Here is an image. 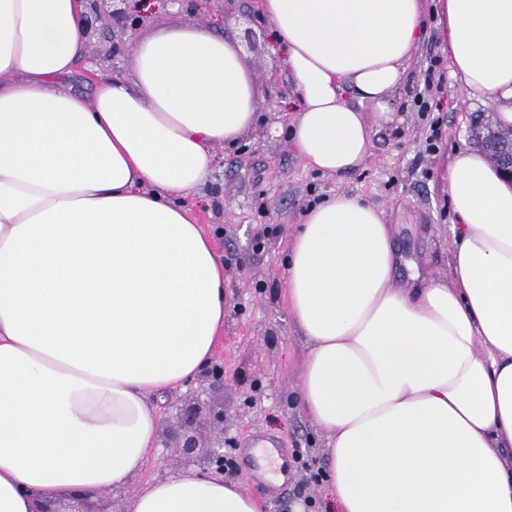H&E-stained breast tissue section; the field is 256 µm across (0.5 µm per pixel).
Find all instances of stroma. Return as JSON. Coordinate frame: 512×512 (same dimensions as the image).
I'll return each instance as SVG.
<instances>
[{"mask_svg":"<svg viewBox=\"0 0 512 512\" xmlns=\"http://www.w3.org/2000/svg\"><path fill=\"white\" fill-rule=\"evenodd\" d=\"M244 22H225L222 11L200 13L184 7L153 10L143 32L160 29L223 31L241 38ZM255 91L256 121L240 138L246 151L215 145L213 172L202 192L201 224L224 255L230 306L224 323V384L196 381L193 389L167 392L161 406L160 446L151 454L143 480L198 473L199 454L177 446L179 410L192 391L224 414V432L207 429L205 442L223 437L224 477L265 497L268 512H325L322 470L326 441L298 410L303 341L287 317L281 295L286 286L285 255L304 208L336 193L359 195L384 213L396 230L399 248L426 276L449 278V227L453 213L442 186L460 143L475 144V117L492 121L493 108L450 74L436 22L411 60L406 79L394 92L400 107L378 127L364 163L341 175L306 169L286 134L293 85L269 42L242 50ZM266 434L295 459L285 487L258 486L244 450ZM128 496L91 490L67 497L63 512H125Z\"/></svg>","mask_w":512,"mask_h":512,"instance_id":"stroma-1","label":"stroma"}]
</instances>
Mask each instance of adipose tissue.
<instances>
[{
	"mask_svg": "<svg viewBox=\"0 0 512 512\" xmlns=\"http://www.w3.org/2000/svg\"><path fill=\"white\" fill-rule=\"evenodd\" d=\"M260 9L313 171L365 161L429 12L452 77L512 127V0ZM84 13L0 0V512L88 489L130 490L128 512H265L232 481L140 480L152 396L195 381L224 338V259L189 203L212 147L253 123L252 82L222 34L172 29L136 41L126 75L72 91ZM446 192L449 280L393 287L394 229L346 193L306 209L287 248L298 400L336 512H512V184L464 143Z\"/></svg>",
	"mask_w": 512,
	"mask_h": 512,
	"instance_id": "ef3b65f1",
	"label": "adipose tissue"
}]
</instances>
